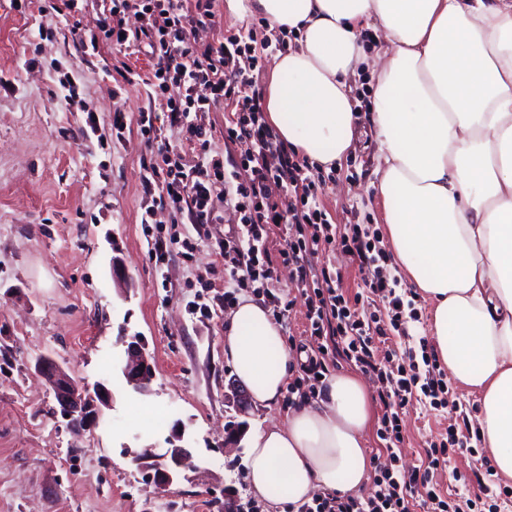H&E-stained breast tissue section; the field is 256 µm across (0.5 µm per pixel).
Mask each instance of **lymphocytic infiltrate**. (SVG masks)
Segmentation results:
<instances>
[{
	"label": "lymphocytic infiltrate",
	"mask_w": 512,
	"mask_h": 512,
	"mask_svg": "<svg viewBox=\"0 0 512 512\" xmlns=\"http://www.w3.org/2000/svg\"><path fill=\"white\" fill-rule=\"evenodd\" d=\"M142 8L143 24L134 30L125 26L127 11ZM214 0H109L98 32L81 37L91 53L101 46L126 55L147 50L152 71L144 79L149 107L140 111L137 126L145 142L157 137V112H164L171 130L187 144L205 142L207 129L198 123L199 113L224 111V140L249 143L241 157L252 177L237 182L232 160L218 151L203 150L193 162L172 158L163 151L144 163L143 193L151 200L141 215L142 223L153 221L155 207L170 209L176 223L193 229L212 223L214 198L222 197L243 213L238 227L225 235L219 256L224 263V301L232 305L239 292L263 297L274 319H281V298L272 290L276 264L288 265L293 279L307 297L305 318L316 345L313 355L298 362L289 393L300 401L321 396L329 363L337 355L354 361L372 375L383 409L379 438L387 451L399 450L404 441L401 409L412 397H425L431 405L447 407L452 391L435 352L420 358H403L387 344L393 335H407L405 313L413 307L398 279L387 275L386 252L370 225L352 224L337 230L320 206L322 178L314 176L306 159L279 138L263 117L260 96L241 60L250 50L242 33L199 41L200 27L213 24ZM182 86L180 98L167 97L169 85ZM292 236L285 249L271 252L270 240L280 225ZM352 254L368 275L363 280L369 293L383 304V311L365 306L361 297H345L340 271L313 262L332 244ZM470 422L449 429L446 439L431 443L422 464L407 472H376V491L364 497L332 492L298 506L297 512H464L473 500L458 504L437 492L433 478L442 465L462 452L463 434Z\"/></svg>",
	"instance_id": "f902f5d3"
}]
</instances>
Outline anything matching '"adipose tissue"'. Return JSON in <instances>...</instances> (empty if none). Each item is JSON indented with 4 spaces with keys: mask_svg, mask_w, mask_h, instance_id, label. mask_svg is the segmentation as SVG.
Masks as SVG:
<instances>
[{
    "mask_svg": "<svg viewBox=\"0 0 512 512\" xmlns=\"http://www.w3.org/2000/svg\"><path fill=\"white\" fill-rule=\"evenodd\" d=\"M224 13L298 35L274 60L265 111L319 167L353 145L349 78L369 73L392 249L430 298L433 346L478 391L481 438L512 479V0H224ZM370 28L382 42L368 50ZM224 355L256 403L281 399L294 360L263 303L237 304ZM325 384L321 400L289 408L249 441L250 488L271 506L364 483L369 396L348 373Z\"/></svg>",
    "mask_w": 512,
    "mask_h": 512,
    "instance_id": "ef3b65f1",
    "label": "adipose tissue"
}]
</instances>
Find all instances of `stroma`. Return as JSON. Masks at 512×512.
Here are the masks:
<instances>
[{
  "instance_id": "1",
  "label": "stroma",
  "mask_w": 512,
  "mask_h": 512,
  "mask_svg": "<svg viewBox=\"0 0 512 512\" xmlns=\"http://www.w3.org/2000/svg\"><path fill=\"white\" fill-rule=\"evenodd\" d=\"M149 74L144 54L101 49L83 55L64 19L26 12L0 0V512H224V493L252 498L245 451L227 450L228 426L253 434L288 410L250 406L238 414L225 396L235 379L224 359V269L217 244L240 222L224 200L202 229L192 256L170 252L156 263L157 239L171 230L168 211L154 223L140 221L145 202L142 161L165 145H178L165 117L157 141L145 143L136 121L148 99L143 85L117 84L118 72ZM72 88L61 85L64 73ZM124 113V139L112 133L114 113ZM358 136L340 165L322 170V202L331 224L384 229L375 195V142L366 112L356 114ZM124 275L115 278L113 264ZM277 289L290 300L280 323L286 347L310 345L306 299L286 267ZM144 336L153 357L151 393L126 387L118 367L121 334ZM48 357L80 382L105 383L111 409L73 435L53 415L52 390L35 365ZM454 403L441 408L412 400L402 409L405 440L390 458L377 435L378 402H371L366 430L370 465L404 471L420 466L429 442L462 420L477 422L479 395L452 382ZM160 412L150 428L143 408ZM183 423L191 466L169 487L143 482L126 448L163 446ZM488 451L455 455L435 479L456 500L476 499L495 512H512L506 481L486 475ZM482 480H475V473Z\"/></svg>"
}]
</instances>
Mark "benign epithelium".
<instances>
[{
	"label": "benign epithelium",
	"mask_w": 512,
	"mask_h": 512,
	"mask_svg": "<svg viewBox=\"0 0 512 512\" xmlns=\"http://www.w3.org/2000/svg\"><path fill=\"white\" fill-rule=\"evenodd\" d=\"M118 343L124 347L120 375L125 384L136 393L149 394L153 366L145 342L138 335H125L118 337ZM36 371L50 385L61 415L67 417V426L75 434L96 421L102 409L112 408V390L101 382L93 386L80 385L50 358L40 359L36 363ZM184 434V426L177 422L165 439L166 447L151 445L127 451L131 464L143 475L144 480L158 486H168L179 479L188 458Z\"/></svg>",
	"instance_id": "obj_1"
}]
</instances>
